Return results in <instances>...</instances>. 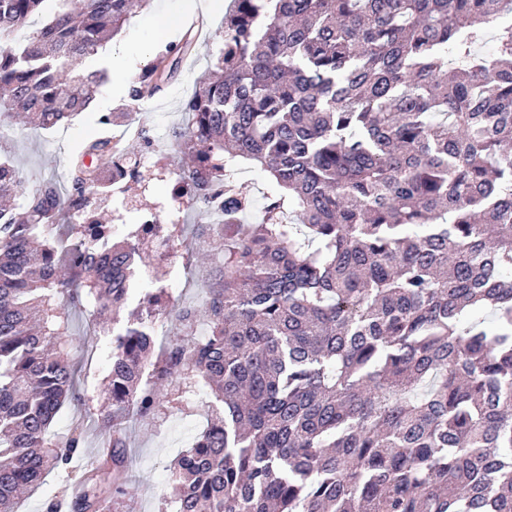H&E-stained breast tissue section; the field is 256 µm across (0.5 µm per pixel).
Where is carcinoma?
<instances>
[{
    "label": "carcinoma",
    "mask_w": 512,
    "mask_h": 512,
    "mask_svg": "<svg viewBox=\"0 0 512 512\" xmlns=\"http://www.w3.org/2000/svg\"><path fill=\"white\" fill-rule=\"evenodd\" d=\"M0 0V114L51 130L90 107L80 59L133 0ZM512 0H231L218 78L170 137L219 258L181 335L156 347L181 224L116 238L98 211L161 172L112 137L164 91L196 35L130 83L70 177L26 185L0 141V512L52 471L44 512L126 494L124 424L210 388L221 416L175 459L176 512H512ZM268 174L263 210L236 186ZM112 316L103 450L88 429L72 314ZM128 317L119 313L133 300ZM205 315L208 335L193 327Z\"/></svg>",
    "instance_id": "1"
}]
</instances>
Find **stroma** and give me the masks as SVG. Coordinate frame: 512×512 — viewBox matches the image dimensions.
<instances>
[{
  "mask_svg": "<svg viewBox=\"0 0 512 512\" xmlns=\"http://www.w3.org/2000/svg\"><path fill=\"white\" fill-rule=\"evenodd\" d=\"M188 5L208 20L209 33L199 39L196 52L184 59L178 80L167 86L161 95L144 98L138 114L130 121L134 128L147 123L157 140L168 139L171 128L184 123L185 101L191 96L196 82L216 63L223 47L224 12L210 9L209 0H149L146 8L133 15L113 40L114 46L124 47L153 39L160 21L180 17ZM95 132L96 127L87 113L77 116L69 126L57 132L21 129L14 137L15 158L30 182L48 177L63 181L68 177L70 157ZM93 311L94 306L89 303L73 315L76 337L93 347V357L83 367L89 399L80 408L68 407L59 414L54 429L61 434L67 433L76 417L93 422L99 405L98 387L107 373L108 352L90 329ZM209 404L206 398L192 399L184 408L165 407L158 420L128 424L126 453L131 466L125 479L127 493L113 501L112 512H174L170 465L205 427Z\"/></svg>",
  "mask_w": 512,
  "mask_h": 512,
  "instance_id": "obj_1",
  "label": "stroma"
}]
</instances>
